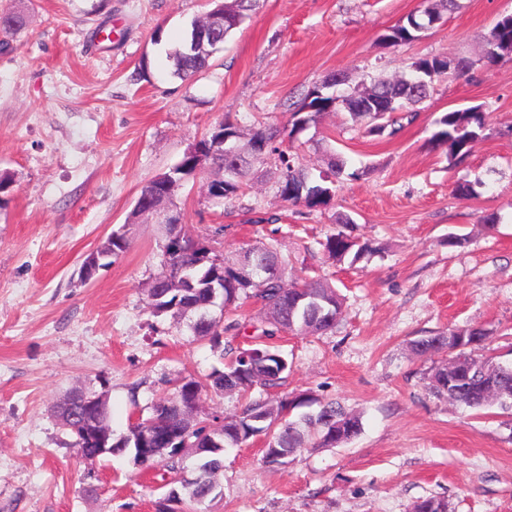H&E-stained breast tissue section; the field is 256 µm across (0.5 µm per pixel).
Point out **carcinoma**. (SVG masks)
<instances>
[{"label": "carcinoma", "mask_w": 512, "mask_h": 512, "mask_svg": "<svg viewBox=\"0 0 512 512\" xmlns=\"http://www.w3.org/2000/svg\"><path fill=\"white\" fill-rule=\"evenodd\" d=\"M260 0H224V15L235 24L214 26L204 18L193 22L181 47L169 55L172 71L177 77L191 79L209 67L213 50L224 43L231 34L250 18ZM456 0H437L424 9L411 13L406 23L395 25L381 36L385 44L414 41L430 29L433 22H441L443 11L456 8ZM28 24L27 15L21 10L0 14V51L10 48V38L23 31ZM512 54V27L498 23L492 28L486 42L485 61L494 64ZM462 73L469 69L463 59L434 55L418 57L405 66L404 72L393 80H380L369 87H353L344 91L337 87L344 80L329 77L309 88L290 105V133L300 132L318 124L326 112H347L355 124L361 125L366 134L393 137L402 128V120L413 121L418 106L429 96L434 84L431 72L445 75L448 70ZM377 108L387 113L386 126L375 127L370 123V110ZM440 130L433 135L438 144L448 146L449 165L464 162L485 137L486 116L475 106L471 109L453 110L436 120ZM255 136L265 144L266 150L258 158L249 155L238 161L229 159L224 147L217 144L226 129H237L227 118L220 120L210 130V135L199 142L196 155H184L169 170L178 185H183L201 169H212L221 176L210 181L208 197L218 204L238 199L256 175V165L269 161L279 168L278 192L283 200L294 206L309 209L327 207L334 198L332 189L315 174L299 163L293 141H285L279 126L257 121ZM328 171L335 180L344 177L356 179L360 171H348L347 161L341 155H331ZM193 240L189 236L181 241L169 240L164 245L163 265L170 268L165 279L155 277L147 289L148 305L154 306V316L169 315L179 321L193 315L189 328L193 335L208 340L221 350L224 369H215L202 380L189 378L178 389L210 388L216 393L245 394L259 388L262 396L249 401L238 413L221 417L208 414L197 421V427L187 428L179 414L171 410L164 419H158L161 404H156L150 417L136 426L128 427L118 436L113 449L138 461L140 449L159 448V440L168 435L188 438L205 452L194 456L196 480L183 483L176 480L185 467L186 458L179 455L182 441L175 440L169 453L151 457L148 467L162 465L170 475V488L178 504L189 503V512H206L202 506L222 495L221 479L224 471V450L240 448L258 433L266 437L263 458L270 449L279 448L294 457L302 449L334 448L360 434L362 422L359 415L346 410L334 401H323L311 391L295 396L275 397L271 390L283 385L291 371V364L273 339L280 334L281 326L288 332L303 336H319L332 330L342 316L343 298L327 278L316 275L299 281L306 299L288 305L284 319L266 320L268 313H277L285 296L296 290H283L282 283L288 276V258L270 244L251 246L256 264L260 267H278L281 274L264 273L256 277L249 288L242 287L236 269L223 262L199 264L201 257L210 252L207 245L195 250L184 248ZM324 250L336 261L348 256L358 259L368 246L343 231L326 238ZM224 282V317L216 321L210 314L212 284ZM253 299L256 305L250 317L256 336L255 344L248 349L233 346L241 323L233 312L241 307L244 299ZM448 335L459 337L460 349L433 346L435 337L423 336L413 341L412 348L425 353L445 354L448 359L439 362L425 374L426 390L436 397H446L471 410L481 412L494 405L512 410V363L499 358L475 354V349L486 348L484 341L492 331L481 326H465L448 330ZM411 512H448V503L438 497H428L413 503Z\"/></svg>", "instance_id": "1"}]
</instances>
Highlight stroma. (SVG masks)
<instances>
[{"label": "stroma", "mask_w": 512, "mask_h": 512, "mask_svg": "<svg viewBox=\"0 0 512 512\" xmlns=\"http://www.w3.org/2000/svg\"><path fill=\"white\" fill-rule=\"evenodd\" d=\"M423 0H260L195 80L171 73L169 53L209 0H0L28 26L0 54V170L14 176L0 203V512H155L160 468L129 457L89 461L55 416L70 392L105 393L115 434L149 417L179 382L222 368L219 350L187 321L153 316L146 289L161 272L166 232L129 223L141 187L168 171L221 117L244 137L257 118L286 125L288 106L330 74L355 87L390 79L418 57L463 58L471 69L436 82L394 137L365 135L329 112L299 135L300 160L323 167L335 148L364 174L337 184L331 207L284 202L273 165L232 205L207 196L208 173L174 203L184 229L234 260L270 243L289 278L324 275L345 298L323 336L280 335L292 371L284 394L311 391L360 413L361 433L335 448L302 449L282 469L262 463L263 438L224 455V494L210 512H409L431 496L448 512H512V413L482 414L431 395L438 356L421 336L464 325L512 344V55L487 65L488 33L512 0H457L420 39L388 46L385 31ZM161 40H154V33ZM486 114V137L448 163L432 137L444 113ZM478 184L475 197L456 182ZM278 223H247V209ZM498 213L495 230L483 218ZM349 214L369 243L356 262L322 248ZM127 248L91 280L83 256L113 230ZM463 235L452 247L448 237Z\"/></svg>", "instance_id": "35a3bbf8"}]
</instances>
